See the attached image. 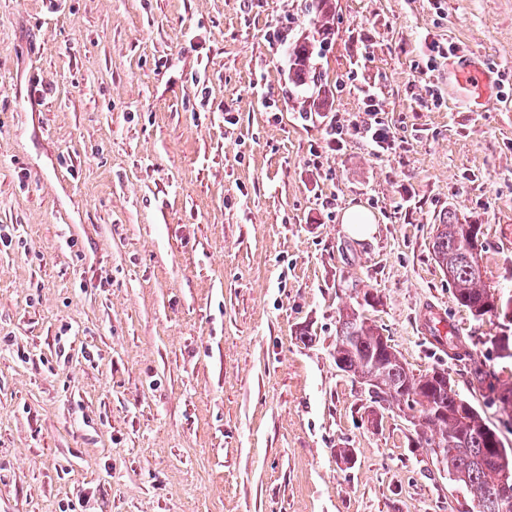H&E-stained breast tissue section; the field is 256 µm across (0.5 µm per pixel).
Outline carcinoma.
<instances>
[{"instance_id": "cac0c4a2", "label": "carcinoma", "mask_w": 512, "mask_h": 512, "mask_svg": "<svg viewBox=\"0 0 512 512\" xmlns=\"http://www.w3.org/2000/svg\"><path fill=\"white\" fill-rule=\"evenodd\" d=\"M304 10L313 14V33H302L288 44L289 79L294 89L302 92L301 111L320 112L326 96L313 59L335 35L333 3L311 0L304 3ZM481 228L480 224L460 222L450 212L437 227L432 251L448 277L454 298L473 319H501L512 305V297L505 299L484 284ZM433 339L437 348L448 350V358L465 362L471 381L496 393L495 404L512 414V383H502L486 361L470 349L465 337L450 330L444 336L433 335ZM334 357L341 371L371 382L372 403L384 394L388 405L419 413L422 430L417 433L416 446H438L445 470L463 486L478 512H512L504 510L502 498L507 473L511 474L508 484L512 489V448H504L499 429L459 394L445 370L414 374L357 307L340 314Z\"/></svg>"}]
</instances>
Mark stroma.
Wrapping results in <instances>:
<instances>
[{
    "mask_svg": "<svg viewBox=\"0 0 512 512\" xmlns=\"http://www.w3.org/2000/svg\"><path fill=\"white\" fill-rule=\"evenodd\" d=\"M335 5L309 114L304 0H0V512H477L334 348L372 293L409 368L448 372L512 446L423 334L440 306L512 380V326L458 305L431 249L445 213L481 224L512 296V0ZM434 42L494 84H450ZM333 0H305L304 10L313 14V33H301L288 44L289 79L294 90L302 92L301 111L322 112L327 97L322 91V75L313 63L315 54L331 43L335 35L333 28ZM318 49V51H317ZM324 94V95H322ZM304 98V99H303ZM346 231L353 237L363 239L371 236L375 230V218L371 212L360 206H352L343 214Z\"/></svg>",
    "mask_w": 512,
    "mask_h": 512,
    "instance_id": "stroma-1",
    "label": "stroma"
}]
</instances>
